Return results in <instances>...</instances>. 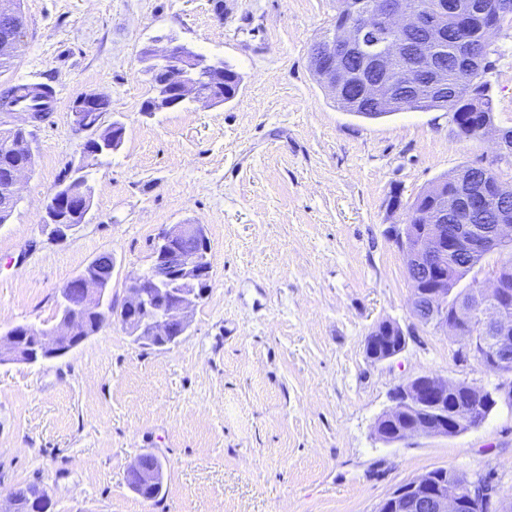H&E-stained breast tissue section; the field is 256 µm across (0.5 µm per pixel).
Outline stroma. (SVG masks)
<instances>
[{
    "label": "stroma",
    "instance_id": "obj_1",
    "mask_svg": "<svg viewBox=\"0 0 512 512\" xmlns=\"http://www.w3.org/2000/svg\"><path fill=\"white\" fill-rule=\"evenodd\" d=\"M25 29L0 91L47 83L56 108L33 127L35 166L0 225V334L60 320V289L101 254L122 304L172 224H202L211 278L178 344L134 343L107 324L62 357L0 364V512L19 485L50 512H376L398 485L439 467L493 474L512 498V407L454 437L386 445L375 423L422 374L489 389L499 375L412 315L413 286L390 241L405 205L438 179L489 162L492 137L461 139L450 114L365 119L339 108L309 51L336 0H22ZM223 61L236 97L165 112L140 52L168 40ZM494 123L512 127V27L496 39ZM107 100L121 148L85 165L71 109ZM85 166V223L47 239L44 206L65 168ZM406 346L378 362L380 322ZM144 454L164 493L127 486Z\"/></svg>",
    "mask_w": 512,
    "mask_h": 512
}]
</instances>
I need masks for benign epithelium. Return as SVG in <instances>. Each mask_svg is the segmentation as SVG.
I'll return each mask as SVG.
<instances>
[{
	"label": "benign epithelium",
	"mask_w": 512,
	"mask_h": 512,
	"mask_svg": "<svg viewBox=\"0 0 512 512\" xmlns=\"http://www.w3.org/2000/svg\"><path fill=\"white\" fill-rule=\"evenodd\" d=\"M352 19L329 32L323 41L326 67L325 78L342 89L355 85V73L349 68L350 59L360 56L361 66L372 70H388V64L400 56L412 53L418 59V71L436 70L430 55V47L444 40L446 24L460 14L459 0H435L432 11L425 13L415 7L411 0H350ZM512 16V0H499L495 11L482 23L485 51L491 52L494 41L502 31V20ZM420 29L424 41L412 44L407 34ZM377 31L386 34L379 53H368L363 34ZM150 62L156 74L161 76V109L170 110L190 100L212 106L217 98L203 91L194 71L209 70L224 72L223 64L197 56V51L182 43L171 42L163 49L149 48ZM408 74H398L389 82L375 86L367 83L365 90H374L379 96L392 94L393 86L405 83ZM101 100L95 94H86L76 99L72 108V125L75 133L90 132L92 136L83 140L81 148L90 142L100 151L106 148L102 119L91 123L85 118L94 103ZM16 113L0 114V144L7 149L32 151L31 144L14 142L10 131L16 129ZM486 135L495 136L498 160L512 161V137L506 131L485 123L481 126ZM505 195V184L497 182L492 191L484 189L471 193H452L442 196L439 218L443 223L433 227L417 242L406 241L408 225H393L392 237L400 240L401 252L408 269V278L414 285L411 310L427 313L424 324L436 331L450 335L458 344L475 347V337L463 333L458 321L448 318V289L445 284L441 259L455 255L471 258L477 254H505L512 251V210L501 209L498 223L488 224L483 230H475L468 224L448 228L446 220L462 217L471 210ZM80 203L91 208L89 195H78L71 188V179L61 181L49 196L45 205L44 223L53 225L51 234L60 240L66 236L67 228L55 224V210L70 204ZM210 252L209 242L200 235L197 224H173L165 228L159 237L153 256V268L157 277L140 275L131 282L122 304V325L132 332L140 342L169 346L189 330L196 307L204 293L195 289V283L203 273L200 264ZM107 281L89 275L72 279L68 289L79 290L87 303H97L106 290ZM477 302L465 309L456 308L458 316H464L489 332L487 342L493 350L483 364L498 369L506 363L508 349H512V293L500 288L497 269L490 268L477 280ZM78 319H60L49 329L31 325H18L0 336V361L10 363L23 358L20 342L34 338L36 352L28 355L30 362L50 359L63 354L59 349L63 338L77 331ZM448 382L432 376L419 375L404 383L392 396V406L377 420L375 434L388 445L404 443L410 439L424 437H446L454 431L448 420ZM495 495L492 488L471 483L453 492L438 488L432 473L416 476L396 487L378 506L377 512H475L478 503Z\"/></svg>",
	"instance_id": "obj_1"
}]
</instances>
